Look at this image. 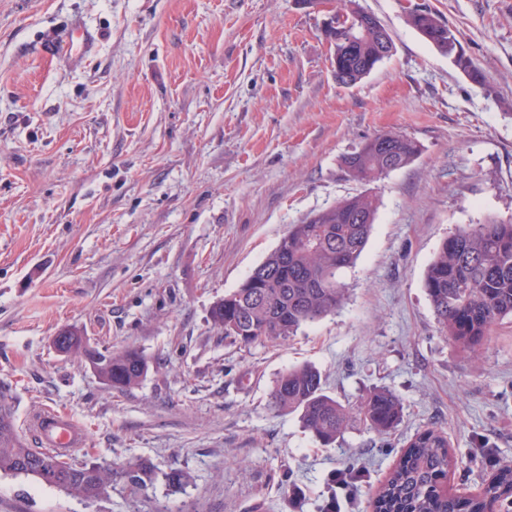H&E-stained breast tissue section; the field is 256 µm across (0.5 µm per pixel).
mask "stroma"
I'll return each instance as SVG.
<instances>
[{
	"label": "stroma",
	"mask_w": 512,
	"mask_h": 512,
	"mask_svg": "<svg viewBox=\"0 0 512 512\" xmlns=\"http://www.w3.org/2000/svg\"><path fill=\"white\" fill-rule=\"evenodd\" d=\"M394 49L356 85L337 83L322 28L344 0H0V389L20 433L68 412L75 456L155 479H116L87 500L0 474V512H371L428 426L478 495L512 463V318L478 357L439 332L423 274L440 243L488 216L512 220V0H356ZM428 9L484 72L460 74L406 21ZM98 35L66 67L70 22ZM387 131L422 146L371 183L340 160ZM360 193L379 199L369 241L341 275L345 304L276 342L242 345L210 319L289 225ZM140 352L136 387L101 381L53 338ZM309 364L352 403L375 386L404 405L382 438L351 423L325 446L269 407L285 369ZM179 468L188 481L169 487Z\"/></svg>",
	"instance_id": "35a3bbf8"
}]
</instances>
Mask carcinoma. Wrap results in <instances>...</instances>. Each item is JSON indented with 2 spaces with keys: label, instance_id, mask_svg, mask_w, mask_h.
<instances>
[{
  "label": "carcinoma",
  "instance_id": "obj_1",
  "mask_svg": "<svg viewBox=\"0 0 512 512\" xmlns=\"http://www.w3.org/2000/svg\"><path fill=\"white\" fill-rule=\"evenodd\" d=\"M407 23L428 36L437 51L487 91L486 81L473 59L456 54L459 40L447 22L429 10L415 9ZM351 36L356 54L333 43L334 63L349 72L351 86L370 75L389 57L375 40L353 29H331L326 39ZM386 147L375 149L365 140L342 156V168L359 182H373L390 174L395 163L404 168L421 153L413 138L396 132L375 136ZM375 197L356 194L289 226L276 248L232 292L217 301L210 313L214 326L241 344L285 340L341 306L346 296L339 280L363 252L375 221ZM423 287L439 329L463 352H476L494 325L512 316V222L488 217L468 224L445 238L423 276ZM148 371L145 358L135 350L112 361V387L132 388ZM270 406L277 412H296L306 431L329 446L346 427L360 420L379 435L394 431L403 420L398 396L382 386L370 390L357 404L345 405L327 394L320 371L309 365L283 371L270 391ZM446 433L431 426L413 435L407 449L379 488L375 512H485L487 504L512 499V467L504 466L477 498H465L439 486L454 465ZM0 474L32 477L40 483L86 499L107 492L116 477H125L132 489L152 481L153 469L145 460L117 471L110 465L88 464L28 446L14 422L8 396L0 391Z\"/></svg>",
  "mask_w": 512,
  "mask_h": 512
}]
</instances>
